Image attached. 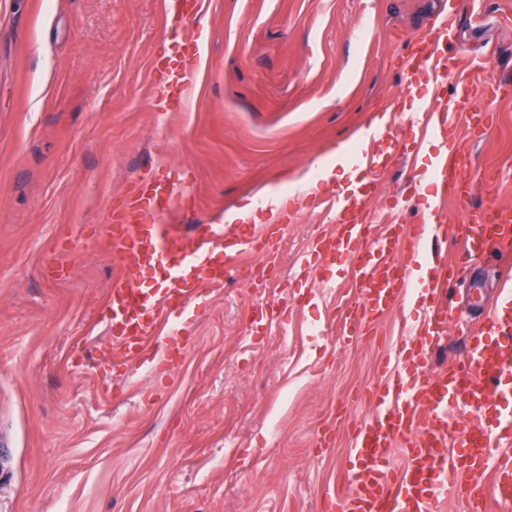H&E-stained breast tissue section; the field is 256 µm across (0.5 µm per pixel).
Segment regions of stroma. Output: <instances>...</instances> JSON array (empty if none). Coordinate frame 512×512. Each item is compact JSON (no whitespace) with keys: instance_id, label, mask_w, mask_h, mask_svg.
<instances>
[{"instance_id":"35a3bbf8","label":"stroma","mask_w":512,"mask_h":512,"mask_svg":"<svg viewBox=\"0 0 512 512\" xmlns=\"http://www.w3.org/2000/svg\"><path fill=\"white\" fill-rule=\"evenodd\" d=\"M452 9L464 74L504 95L485 101L496 124L472 157L487 174L512 164V0H210L185 26L201 48L184 109L153 69L173 37L161 0H0V512H323L421 304L377 339L341 334L346 265L300 266L331 230L306 208L271 257L246 256L250 284L210 290L171 379L115 374L95 361L115 270L104 230L142 177L189 185L171 223H223L265 187L299 186L387 106L399 151L373 221L414 223L404 190L440 146L410 122L449 87L405 89L403 60ZM510 263L498 247L463 262L440 363L465 349L473 289L496 294ZM333 414V447H316Z\"/></svg>"}]
</instances>
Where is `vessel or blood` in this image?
I'll return each instance as SVG.
<instances>
[{
    "label": "vessel or blood",
    "mask_w": 512,
    "mask_h": 512,
    "mask_svg": "<svg viewBox=\"0 0 512 512\" xmlns=\"http://www.w3.org/2000/svg\"><path fill=\"white\" fill-rule=\"evenodd\" d=\"M202 4L164 0L162 9L187 19ZM454 29L451 14L426 27L405 60L404 75L412 88L453 78L451 94L424 107L416 125L441 137L446 154L464 169L490 124L472 106L481 82L462 76L457 56L443 53ZM172 52L182 67L170 88L182 103L197 82L191 63L199 48L183 39ZM395 125L392 115L370 122L368 150L352 157L360 171L356 185L348 195L329 198L336 227L304 257L314 265L346 257L357 295L337 308L344 328L375 334L411 289L420 293L424 306L422 325L407 336L412 351L386 371L383 388L370 396L371 416L354 429L350 465L331 491L326 512H441L449 494L473 512H489L492 504L512 501V415L501 412L497 400L498 394L512 391V291L500 289L480 308L462 359L436 366L431 353L453 319L446 302L455 274L449 247L474 257L512 239V204L477 202L473 179L448 180L441 165L434 171L436 211L398 231L369 224L376 183L399 148ZM189 202V189L161 198L153 181L144 180L134 185L126 212L107 228V245L117 260L105 296L108 356L115 367L139 366L147 355L152 373L172 376L188 345L183 324L192 305L207 289L222 286L228 273L239 272L244 256L275 249L265 224H198L184 232L163 223L164 212ZM427 236L439 245L436 271L419 282L413 273ZM396 453L403 464L394 468L389 460Z\"/></svg>",
    "instance_id": "1"
}]
</instances>
